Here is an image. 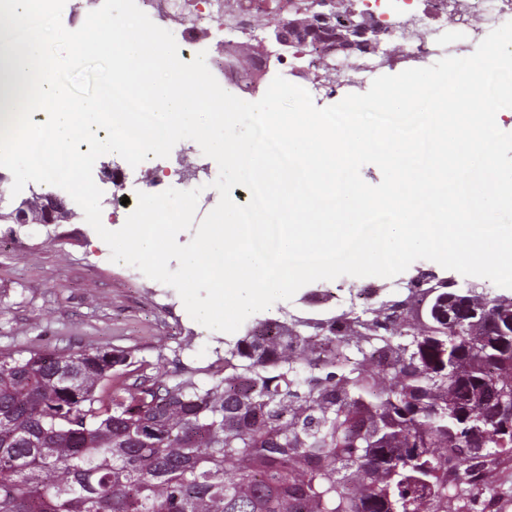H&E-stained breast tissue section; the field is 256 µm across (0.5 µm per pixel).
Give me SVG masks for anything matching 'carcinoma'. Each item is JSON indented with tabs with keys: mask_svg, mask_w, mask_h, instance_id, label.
I'll use <instances>...</instances> for the list:
<instances>
[{
	"mask_svg": "<svg viewBox=\"0 0 512 512\" xmlns=\"http://www.w3.org/2000/svg\"><path fill=\"white\" fill-rule=\"evenodd\" d=\"M453 287L256 318L172 384L119 347L0 350V512H464L512 459V296L450 327Z\"/></svg>",
	"mask_w": 512,
	"mask_h": 512,
	"instance_id": "obj_1",
	"label": "carcinoma"
}]
</instances>
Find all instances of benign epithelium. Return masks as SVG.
I'll list each match as a JSON object with an SVG mask.
<instances>
[{"mask_svg": "<svg viewBox=\"0 0 512 512\" xmlns=\"http://www.w3.org/2000/svg\"><path fill=\"white\" fill-rule=\"evenodd\" d=\"M395 35L393 27L384 24L373 13L356 8L355 0H307V4L289 12L288 19L271 24L267 40L280 50L297 58L321 51L319 58L348 59L352 56L387 54L384 46ZM268 73V59L260 54L255 71L249 73V89L259 91ZM8 176L0 172V224L9 225V232L29 224L44 226L62 224L74 217L65 198L30 189L27 197L6 195L3 184Z\"/></svg>", "mask_w": 512, "mask_h": 512, "instance_id": "obj_1", "label": "benign epithelium"}]
</instances>
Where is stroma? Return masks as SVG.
Masks as SVG:
<instances>
[{
    "label": "stroma",
    "mask_w": 512,
    "mask_h": 512,
    "mask_svg": "<svg viewBox=\"0 0 512 512\" xmlns=\"http://www.w3.org/2000/svg\"><path fill=\"white\" fill-rule=\"evenodd\" d=\"M371 283L352 276L321 280L286 306L330 312L349 288ZM224 339L193 320L171 286L115 272L108 246L83 215L49 231L32 224L14 235L0 224V350L115 346L173 371L209 365L223 355Z\"/></svg>",
    "instance_id": "35a3bbf8"
}]
</instances>
